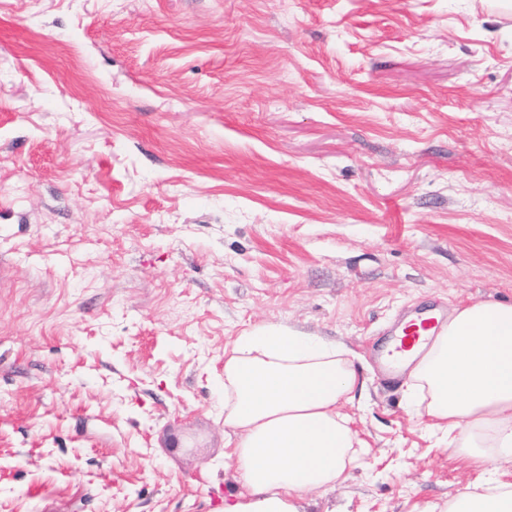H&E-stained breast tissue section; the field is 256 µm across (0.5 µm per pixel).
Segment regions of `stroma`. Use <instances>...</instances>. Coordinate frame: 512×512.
<instances>
[{
  "label": "stroma",
  "instance_id": "stroma-1",
  "mask_svg": "<svg viewBox=\"0 0 512 512\" xmlns=\"http://www.w3.org/2000/svg\"><path fill=\"white\" fill-rule=\"evenodd\" d=\"M512 301V15L485 0H0V512H217L224 351L364 383L300 512H427L482 465L372 352Z\"/></svg>",
  "mask_w": 512,
  "mask_h": 512
}]
</instances>
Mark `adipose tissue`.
<instances>
[{"label":"adipose tissue","instance_id":"adipose-tissue-1","mask_svg":"<svg viewBox=\"0 0 512 512\" xmlns=\"http://www.w3.org/2000/svg\"><path fill=\"white\" fill-rule=\"evenodd\" d=\"M406 364L433 426L492 471L441 512H512V302L455 309ZM362 387L336 344L275 325L240 336L224 355V426L242 489L224 512H299L296 497L335 487L358 442L344 408Z\"/></svg>","mask_w":512,"mask_h":512}]
</instances>
